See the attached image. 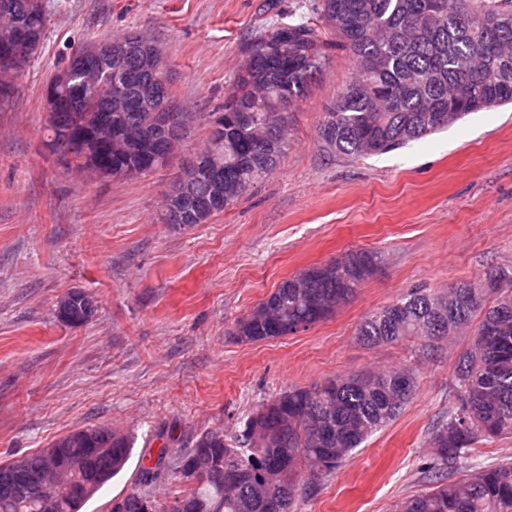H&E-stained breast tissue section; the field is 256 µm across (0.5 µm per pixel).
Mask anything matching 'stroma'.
<instances>
[{"label": "stroma", "instance_id": "stroma-1", "mask_svg": "<svg viewBox=\"0 0 512 512\" xmlns=\"http://www.w3.org/2000/svg\"><path fill=\"white\" fill-rule=\"evenodd\" d=\"M266 2L44 0L46 37L0 104V462L92 425L127 435V464L81 512H111L162 446L236 430L289 388L411 367L418 386L402 414L298 503V512H394L427 485L431 432L455 401L470 338L427 354L418 339L365 345L356 327L410 289L512 267V106L387 153L331 156L318 124L353 72L339 49L289 110L273 174L204 223H162V199L205 145L206 117L252 41L308 15L313 0H279L276 13ZM131 30L163 52L190 133L163 170L96 178L46 148L44 87L71 46ZM359 249L382 263L330 317L288 336L234 338L237 320L281 281ZM74 290L96 305L77 327L55 315Z\"/></svg>", "mask_w": 512, "mask_h": 512}]
</instances>
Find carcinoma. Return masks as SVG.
Instances as JSON below:
<instances>
[{
    "instance_id": "obj_1",
    "label": "carcinoma",
    "mask_w": 512,
    "mask_h": 512,
    "mask_svg": "<svg viewBox=\"0 0 512 512\" xmlns=\"http://www.w3.org/2000/svg\"><path fill=\"white\" fill-rule=\"evenodd\" d=\"M26 0H0V19L20 18L34 46L43 41L47 10L25 11ZM316 0L315 19L278 25L250 45L254 63L238 75L224 105L208 120V141L167 193L172 208L162 222L197 224V209L224 189L232 206L258 181L280 166L288 140L273 130L287 122L288 107L301 101L311 82L329 65L331 50L348 52L354 75L322 117L318 135L329 154L365 157L382 154L455 125L465 116L512 103V0ZM128 58L142 50L167 65L152 41L127 34ZM142 73L116 78L114 71L65 73L47 80L45 94L57 93L64 111L48 121L54 153L76 167L117 179H133L167 166L151 158L136 136L171 117L172 137L188 135L185 113L172 93L136 108ZM381 256L350 251L328 271L306 269L296 286L282 281L264 301L236 322L235 336L254 342L294 334L326 319L352 297L364 273ZM57 318L72 327L95 315V305L73 291L56 305ZM462 329L472 330L468 349L454 371L455 404L432 430L435 448L427 467L430 482L404 499L397 512H512V461L488 467L469 463L475 445L512 437V292L469 285L448 292L413 288L365 315L356 328L370 346L417 337L424 348ZM416 370L391 369L355 374L310 388L293 387L242 420V430L200 433L187 448H162L142 466L140 487L113 505L112 512H147L150 488L166 470L185 489L157 512H297V499L331 474L351 452L393 421L412 399ZM271 434L259 442L254 431ZM128 436L107 425L72 431L35 453L8 461L13 476L0 481V512H80L117 476L131 455ZM56 455L69 468L68 482L53 505L37 487L48 480L45 459ZM460 477L445 482L443 473ZM238 472L235 485L225 475Z\"/></svg>"
}]
</instances>
